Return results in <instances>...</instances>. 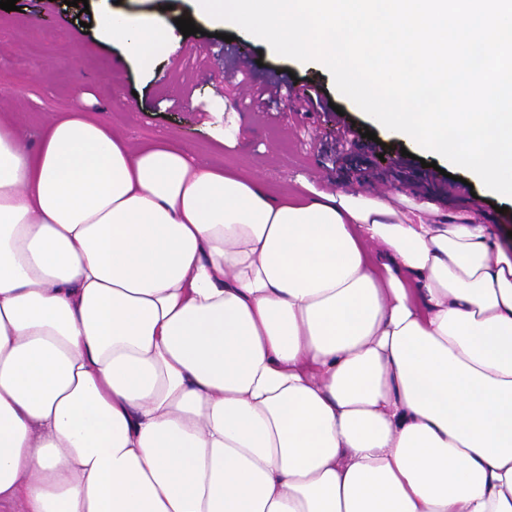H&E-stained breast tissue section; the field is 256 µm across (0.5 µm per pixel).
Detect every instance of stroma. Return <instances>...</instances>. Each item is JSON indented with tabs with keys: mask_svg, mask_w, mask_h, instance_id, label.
<instances>
[{
	"mask_svg": "<svg viewBox=\"0 0 512 512\" xmlns=\"http://www.w3.org/2000/svg\"><path fill=\"white\" fill-rule=\"evenodd\" d=\"M17 4L14 11L0 9V111L13 113L28 147L37 146L47 120L68 111L84 92L90 110L131 144L177 139L211 165L259 176L275 193L303 181L313 194L349 191L389 200L402 218L474 214L494 240L512 247V203L474 177L468 195L439 200L440 186L426 178L425 163L436 162L453 175L457 167L380 128L337 92L326 68L281 57L235 26L196 16L194 0H88L81 15L64 0ZM111 8L163 19L177 54L156 55L146 67L124 59L119 45H104L93 25L96 12ZM181 17L194 18L198 34L183 36L176 25ZM240 43L262 55L253 80L289 70L297 84L322 87L347 121L376 132V150L359 147L344 162L332 163L338 135L330 113L292 114L278 122L253 108L237 78L228 75ZM406 151L412 158L404 167Z\"/></svg>",
	"mask_w": 512,
	"mask_h": 512,
	"instance_id": "1",
	"label": "stroma"
}]
</instances>
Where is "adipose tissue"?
I'll return each mask as SVG.
<instances>
[{
	"instance_id": "obj_1",
	"label": "adipose tissue",
	"mask_w": 512,
	"mask_h": 512,
	"mask_svg": "<svg viewBox=\"0 0 512 512\" xmlns=\"http://www.w3.org/2000/svg\"><path fill=\"white\" fill-rule=\"evenodd\" d=\"M393 216L1 113L0 512H512V253Z\"/></svg>"
}]
</instances>
